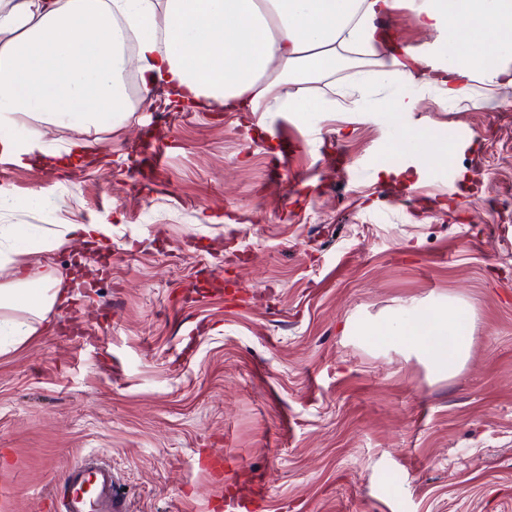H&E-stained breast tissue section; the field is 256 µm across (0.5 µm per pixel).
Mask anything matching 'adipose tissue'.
<instances>
[{"label":"adipose tissue","instance_id":"ef3b65f1","mask_svg":"<svg viewBox=\"0 0 512 512\" xmlns=\"http://www.w3.org/2000/svg\"><path fill=\"white\" fill-rule=\"evenodd\" d=\"M422 30L435 34L431 55L392 48L373 21L399 0H0V129L20 162L42 147L50 125L87 130L128 116L122 94L126 61L106 16L120 13L139 31L142 89L162 84L189 101L211 98L242 112H322L310 82L335 73L345 54L379 60L377 79L350 93L364 112H410L418 99L400 92L408 65L422 67L440 103L486 105L488 91L512 86V0H411ZM296 84L292 94L284 86ZM12 224L0 225V341L25 342L62 300L53 271ZM460 302L432 309L413 331L409 314L385 321L384 338L438 373L462 364L471 338L461 330Z\"/></svg>","mask_w":512,"mask_h":512}]
</instances>
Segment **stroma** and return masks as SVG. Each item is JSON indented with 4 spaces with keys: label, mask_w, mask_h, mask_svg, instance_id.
<instances>
[{
    "label": "stroma",
    "mask_w": 512,
    "mask_h": 512,
    "mask_svg": "<svg viewBox=\"0 0 512 512\" xmlns=\"http://www.w3.org/2000/svg\"><path fill=\"white\" fill-rule=\"evenodd\" d=\"M385 21L398 47L434 40L409 6ZM378 70L351 61L305 116L180 111L159 85L128 120L49 127L47 151L81 162L0 167V224L111 228L39 254L66 279L86 252L90 279L0 353V512H49L89 453L126 512H231L260 477L261 512H512V89L443 107L416 72V111H355ZM151 127L155 168L128 154ZM406 129L455 157L394 151ZM452 299L473 336L454 373L372 335Z\"/></svg>",
    "instance_id": "obj_1"
}]
</instances>
